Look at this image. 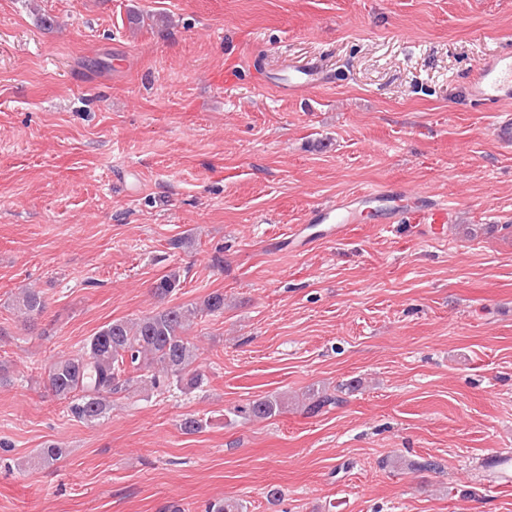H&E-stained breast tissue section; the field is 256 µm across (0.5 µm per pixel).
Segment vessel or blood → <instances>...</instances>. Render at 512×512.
Returning <instances> with one entry per match:
<instances>
[{"label": "vessel or blood", "mask_w": 512, "mask_h": 512, "mask_svg": "<svg viewBox=\"0 0 512 512\" xmlns=\"http://www.w3.org/2000/svg\"><path fill=\"white\" fill-rule=\"evenodd\" d=\"M326 78L318 66L306 64L293 69L281 86L282 91L296 94L308 88L324 85ZM468 92L474 101L494 105L512 99V53L485 60L468 81ZM388 187L364 188L353 192L339 202L314 209L307 224L294 226L288 238L296 250H306L313 237L308 224L325 225L326 240H337L347 235L352 225L379 215L389 224H446L453 216L447 205L422 197L409 203L389 206Z\"/></svg>", "instance_id": "obj_1"}]
</instances>
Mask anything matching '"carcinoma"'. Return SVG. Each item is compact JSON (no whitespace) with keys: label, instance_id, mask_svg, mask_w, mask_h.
I'll return each mask as SVG.
<instances>
[{"label":"carcinoma","instance_id":"cac0c4a2","mask_svg":"<svg viewBox=\"0 0 512 512\" xmlns=\"http://www.w3.org/2000/svg\"><path fill=\"white\" fill-rule=\"evenodd\" d=\"M177 269L159 278L154 295L164 300L181 287ZM28 316L39 315L45 302L36 291L18 298ZM224 314V294L208 295L200 307H165L134 322L114 320L91 336L73 356H61L48 367L47 385L60 400L68 402L73 418L94 423L108 415L111 398L137 388L161 392L171 387L195 390L202 387L203 375L195 363V347L184 336V326L192 320ZM284 398L270 395L237 408L249 418L266 419L281 412Z\"/></svg>","mask_w":512,"mask_h":512}]
</instances>
